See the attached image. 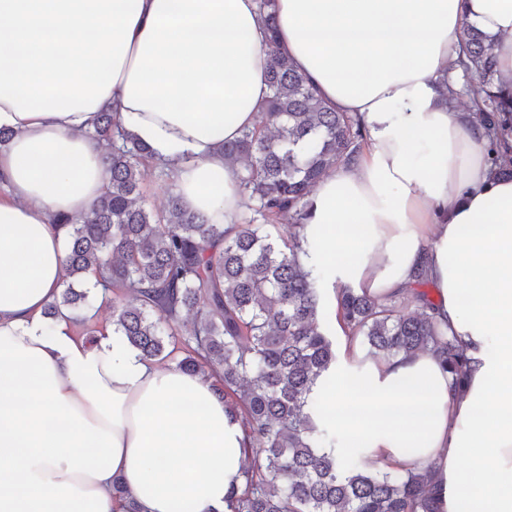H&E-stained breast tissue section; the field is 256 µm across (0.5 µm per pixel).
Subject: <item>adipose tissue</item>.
Listing matches in <instances>:
<instances>
[{
	"instance_id": "adipose-tissue-1",
	"label": "adipose tissue",
	"mask_w": 512,
	"mask_h": 512,
	"mask_svg": "<svg viewBox=\"0 0 512 512\" xmlns=\"http://www.w3.org/2000/svg\"><path fill=\"white\" fill-rule=\"evenodd\" d=\"M278 47L367 143L310 198L305 233L325 283L383 301L424 271L435 318L466 345L460 385L430 351L364 358L319 383L322 413L367 469L436 463L439 512H512V180L488 133L451 103L463 33L496 45L512 88V0H276ZM257 0H0V512H224L245 428L212 380L87 342L65 312L58 214L90 212L107 173L100 112L168 164L185 210L243 212L224 143L270 90ZM469 468H462V461ZM479 474L471 482L469 473Z\"/></svg>"
}]
</instances>
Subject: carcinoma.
I'll return each instance as SVG.
<instances>
[{
	"label": "carcinoma",
	"instance_id": "1",
	"mask_svg": "<svg viewBox=\"0 0 512 512\" xmlns=\"http://www.w3.org/2000/svg\"><path fill=\"white\" fill-rule=\"evenodd\" d=\"M258 3L270 35V95L255 126L224 143L225 162L242 166L245 212L227 226L211 224L183 209L173 192L165 211L147 209L149 150L125 132L117 113H100L93 133L107 145V185L80 222L54 219L66 228V279L46 315L77 311L92 276L101 297H112V333L142 358L218 377L216 392L250 437L243 483L227 497L228 512H439L434 461L394 473L367 470L358 449L336 447L327 433L334 422L317 415L314 387L337 356L321 328L304 220L316 185L355 161L366 132L278 50L275 0ZM463 53L464 73L484 86L474 110L488 131L487 162L512 178V159L502 153L512 134V91L496 85L494 46L472 27ZM281 224L293 227L286 240L272 234ZM428 289L421 273L385 302L340 287L338 321L368 356L429 349L458 383L465 344L439 329ZM112 490L121 512H140L121 480Z\"/></svg>",
	"mask_w": 512,
	"mask_h": 512
}]
</instances>
